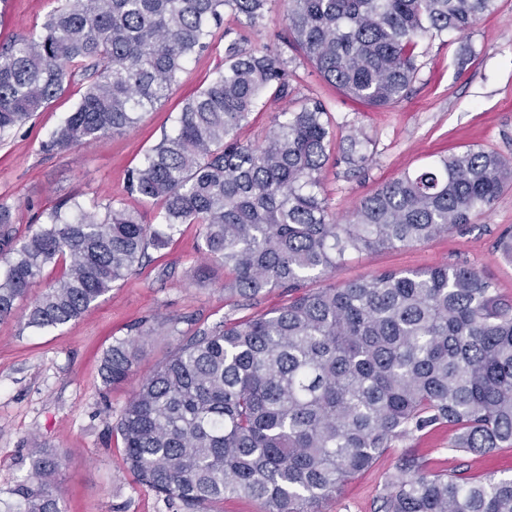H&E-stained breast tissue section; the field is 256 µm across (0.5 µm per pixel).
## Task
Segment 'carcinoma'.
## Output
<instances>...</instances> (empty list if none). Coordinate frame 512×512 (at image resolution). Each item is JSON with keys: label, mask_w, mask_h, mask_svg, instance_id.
<instances>
[{"label": "carcinoma", "mask_w": 512, "mask_h": 512, "mask_svg": "<svg viewBox=\"0 0 512 512\" xmlns=\"http://www.w3.org/2000/svg\"><path fill=\"white\" fill-rule=\"evenodd\" d=\"M284 44L327 84L372 108L406 95L419 39L467 31L494 0H65L40 30L0 47V134L42 111L80 68L91 79L46 143L49 151L123 135L164 102L186 64L224 29V68L183 105L129 175L127 190L159 207L99 215L79 202L17 241L0 205V320L14 315L46 266L61 276L29 305L26 326L59 328L135 273L184 224L198 252L224 267V295L271 288L288 303L195 329L123 407L116 430L128 472L183 512L229 495L261 512H321L344 484L398 440L440 425L448 450L512 447V300L472 267L383 271L311 288L348 257L416 246L492 208L512 186V161L485 149L443 156L362 198L339 223L320 191L336 141L326 105L273 112L262 143L240 137L266 98L288 96L295 72L248 46L275 3ZM346 164L366 161L348 134ZM138 340L116 341L99 375L124 382ZM64 457L33 451L11 495L17 512H63L54 477ZM378 512H512V477L473 484L431 472L411 453L384 474Z\"/></svg>", "instance_id": "carcinoma-1"}]
</instances>
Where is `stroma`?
Here are the masks:
<instances>
[{
    "label": "stroma",
    "mask_w": 512,
    "mask_h": 512,
    "mask_svg": "<svg viewBox=\"0 0 512 512\" xmlns=\"http://www.w3.org/2000/svg\"><path fill=\"white\" fill-rule=\"evenodd\" d=\"M57 0H10L0 15V45L39 30ZM283 8L273 6L251 42L283 50L295 76L281 107L296 108L308 97L322 99L336 127L321 172L322 191L336 220L404 171L470 148L493 150L512 160V0H496L463 34L421 41L419 71L400 103L373 109L324 83L298 53L284 50ZM224 64V43L189 61L168 100L143 113L136 130L105 134L67 151H49L50 135L78 105L86 86L75 73L63 91L24 125L0 138V204L16 218L24 238L42 213L79 201L105 212L123 204L153 222L156 208L128 194V176L146 151L171 132L186 98ZM368 145L361 168L342 160L343 135ZM512 229V188L471 224L429 242L355 255L340 266L334 282L363 279L385 270L412 271L443 264L481 270L498 291L512 298V259L499 251L500 236ZM198 228L183 225L169 246L151 251L150 260L101 297L80 318L51 331L25 327L22 315L0 320V512H16L13 487L31 469L37 446L58 448L66 461L54 480L65 512H180L147 486L136 483L123 464L114 429L118 414L138 383L173 352L180 336L224 317H248L287 303L275 288L256 298L228 300L224 271L213 267L208 279L193 276ZM150 335L130 379L103 386L98 367L115 341L133 336L139 323ZM447 428L396 441L369 470L349 480L322 512H376L383 474L404 451H412L435 470L465 464L474 480L512 476V447L483 455L449 451Z\"/></svg>",
    "instance_id": "35a3bbf8"
}]
</instances>
